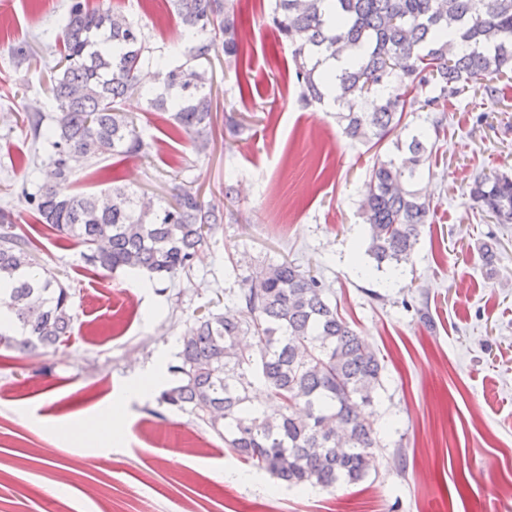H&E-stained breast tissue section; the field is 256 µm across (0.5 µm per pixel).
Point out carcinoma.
Masks as SVG:
<instances>
[{
	"label": "carcinoma",
	"instance_id": "1",
	"mask_svg": "<svg viewBox=\"0 0 512 512\" xmlns=\"http://www.w3.org/2000/svg\"><path fill=\"white\" fill-rule=\"evenodd\" d=\"M189 39L186 63L167 71L163 88L148 91L149 109L173 113L177 131L204 147L212 133V52L240 58V38L227 0H171ZM271 20L292 47L299 98L334 110L344 135L376 147L390 134L397 155L379 160L360 203L366 225L364 272L399 274L412 262L430 201L413 188L432 157L414 112H445L448 97L469 83L512 73V0H275ZM62 45L51 85L52 114L25 115L33 139L49 151L50 179H67L107 156L148 154L136 119L122 101L142 91L146 38L119 10L73 0L56 35ZM329 59L346 67L323 69ZM405 86V94H398ZM240 137L247 125L224 115ZM470 196L500 224H512V176L474 179ZM37 221L85 247L86 260L171 281L191 272L213 230L238 222L230 209L203 201L190 184L156 201L126 186L57 195L51 185L23 195ZM13 213L0 209V345L22 352L54 347L70 336L78 315L70 289L32 256L15 232ZM322 280L283 260L263 264L234 298L238 310H209L179 341L174 385L160 401L186 412L224 438L243 461L290 485L334 488L366 479L377 429L363 408L374 403L383 366L332 305ZM276 410L251 406L254 384Z\"/></svg>",
	"mask_w": 512,
	"mask_h": 512
}]
</instances>
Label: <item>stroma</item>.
I'll list each match as a JSON object with an SVG mask.
<instances>
[{"label": "stroma", "instance_id": "35a3bbf8", "mask_svg": "<svg viewBox=\"0 0 512 512\" xmlns=\"http://www.w3.org/2000/svg\"><path fill=\"white\" fill-rule=\"evenodd\" d=\"M72 0H0V209L13 211L37 261L70 287L78 320L54 348L23 353L0 345V512H100L83 492L134 512H512V224L497 223L470 196L477 174L512 175V80L470 84L445 113L417 112L411 124L441 122L421 187L430 218L412 264L394 287L385 273L360 275L366 226L359 204L374 163L392 155L344 137L333 114L298 99L294 63L270 14L272 0H235L242 57L223 51L207 65L217 112L249 127L230 137L216 120L206 151L176 133L170 113L134 95L123 111L138 118L149 158H106L59 194L120 184L169 196V171L226 203L237 224H222L189 277L144 282L137 273L89 265L84 249L39 224L22 200L45 182L46 155L23 121L48 107L60 58L56 33ZM122 10L143 29L162 86L185 62L182 25L169 0H88ZM294 203L291 223L278 198ZM289 260L314 270L330 299L384 366L369 408L378 431L373 466L355 485L297 488L241 460L192 416L161 403L175 379L179 338L194 316L231 308L259 264ZM158 372L157 391L131 401L121 435L78 440L67 424L95 417L139 372ZM155 427L188 433L196 455L155 443Z\"/></svg>", "mask_w": 512, "mask_h": 512}]
</instances>
